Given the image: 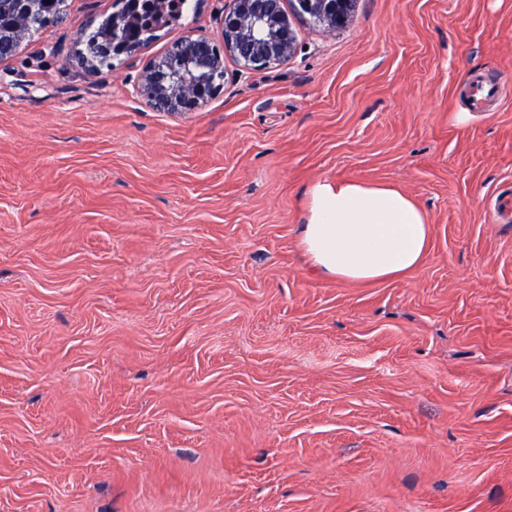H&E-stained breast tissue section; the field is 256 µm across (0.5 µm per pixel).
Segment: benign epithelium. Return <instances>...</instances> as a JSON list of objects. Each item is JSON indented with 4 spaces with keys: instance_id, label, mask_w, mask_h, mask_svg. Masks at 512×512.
Wrapping results in <instances>:
<instances>
[{
    "instance_id": "benign-epithelium-1",
    "label": "benign epithelium",
    "mask_w": 512,
    "mask_h": 512,
    "mask_svg": "<svg viewBox=\"0 0 512 512\" xmlns=\"http://www.w3.org/2000/svg\"><path fill=\"white\" fill-rule=\"evenodd\" d=\"M287 0H230L220 33L214 37L188 36L167 53L149 61L137 85V94L155 109L185 116L201 109L223 89L225 60L232 58L246 70L267 69L288 60L296 50ZM309 19L326 33L348 21L353 0H298ZM27 21L0 26V44L21 43ZM124 21L112 14V43L124 54Z\"/></svg>"
}]
</instances>
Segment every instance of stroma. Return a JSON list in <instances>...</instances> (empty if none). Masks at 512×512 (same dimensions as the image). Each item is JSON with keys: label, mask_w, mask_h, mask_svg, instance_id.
Instances as JSON below:
<instances>
[{"label": "stroma", "mask_w": 512, "mask_h": 512, "mask_svg": "<svg viewBox=\"0 0 512 512\" xmlns=\"http://www.w3.org/2000/svg\"><path fill=\"white\" fill-rule=\"evenodd\" d=\"M227 5L88 73L121 5L66 0L0 61V512H512V0H356L332 34L289 0L288 61L146 104ZM336 178L426 212L416 273L307 265ZM116 12L106 17L102 22L92 31L85 32L82 35L80 44L84 46L80 55H83L95 61L99 67L107 66L112 68V57H106L101 53V45L107 38H112V43L117 46L116 58H120L124 54L125 45L123 43L126 33L124 30V21L120 14Z\"/></svg>", "instance_id": "stroma-1"}]
</instances>
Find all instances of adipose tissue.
I'll use <instances>...</instances> for the list:
<instances>
[{
    "label": "adipose tissue",
    "mask_w": 512,
    "mask_h": 512,
    "mask_svg": "<svg viewBox=\"0 0 512 512\" xmlns=\"http://www.w3.org/2000/svg\"><path fill=\"white\" fill-rule=\"evenodd\" d=\"M430 235L425 213L399 190L321 180L308 191L299 245L321 273L374 284L413 275L429 252Z\"/></svg>",
    "instance_id": "adipose-tissue-1"
}]
</instances>
